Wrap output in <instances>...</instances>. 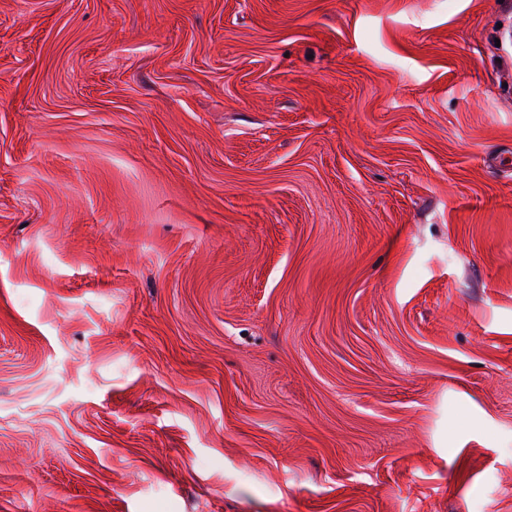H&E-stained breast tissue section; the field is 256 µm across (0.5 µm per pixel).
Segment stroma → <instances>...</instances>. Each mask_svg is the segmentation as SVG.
I'll return each instance as SVG.
<instances>
[{
	"label": "stroma",
	"mask_w": 512,
	"mask_h": 512,
	"mask_svg": "<svg viewBox=\"0 0 512 512\" xmlns=\"http://www.w3.org/2000/svg\"><path fill=\"white\" fill-rule=\"evenodd\" d=\"M0 512H512V0H0Z\"/></svg>",
	"instance_id": "1"
}]
</instances>
